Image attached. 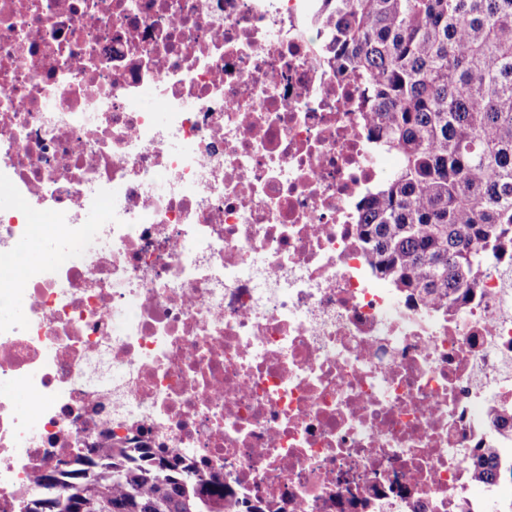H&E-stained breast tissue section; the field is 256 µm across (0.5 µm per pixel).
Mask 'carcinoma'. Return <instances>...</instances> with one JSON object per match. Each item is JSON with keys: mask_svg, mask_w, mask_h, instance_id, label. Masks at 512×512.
<instances>
[{"mask_svg": "<svg viewBox=\"0 0 512 512\" xmlns=\"http://www.w3.org/2000/svg\"><path fill=\"white\" fill-rule=\"evenodd\" d=\"M326 54L360 91L377 149L399 165L356 210L378 279L448 307L496 265L512 283V0H323ZM55 477L90 512H238L224 486L160 448H92ZM481 482L512 478L491 450Z\"/></svg>", "mask_w": 512, "mask_h": 512, "instance_id": "1", "label": "carcinoma"}]
</instances>
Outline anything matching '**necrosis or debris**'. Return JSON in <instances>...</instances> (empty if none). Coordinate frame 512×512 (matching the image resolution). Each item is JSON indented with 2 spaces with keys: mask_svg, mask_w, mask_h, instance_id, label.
<instances>
[{
  "mask_svg": "<svg viewBox=\"0 0 512 512\" xmlns=\"http://www.w3.org/2000/svg\"><path fill=\"white\" fill-rule=\"evenodd\" d=\"M320 12L0 0V263L45 218L58 247L0 293V512L111 443L266 512H498L472 461L512 467V286L445 312L373 279L379 155Z\"/></svg>",
  "mask_w": 512,
  "mask_h": 512,
  "instance_id": "1",
  "label": "necrosis or debris"
}]
</instances>
